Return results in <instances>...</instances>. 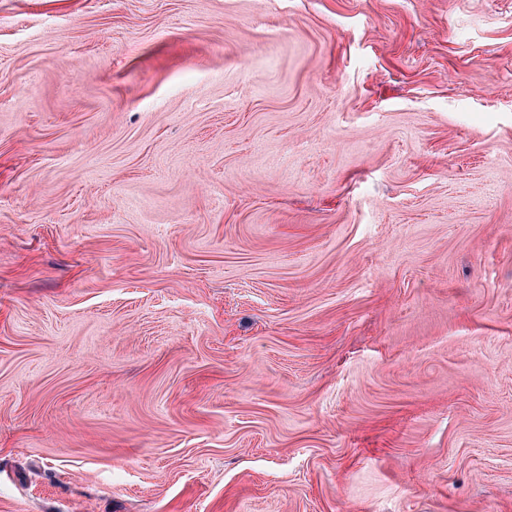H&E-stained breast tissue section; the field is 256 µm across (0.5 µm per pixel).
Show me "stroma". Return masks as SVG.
Here are the masks:
<instances>
[{
  "instance_id": "35a3bbf8",
  "label": "stroma",
  "mask_w": 512,
  "mask_h": 512,
  "mask_svg": "<svg viewBox=\"0 0 512 512\" xmlns=\"http://www.w3.org/2000/svg\"><path fill=\"white\" fill-rule=\"evenodd\" d=\"M0 512H512V0H0Z\"/></svg>"
}]
</instances>
